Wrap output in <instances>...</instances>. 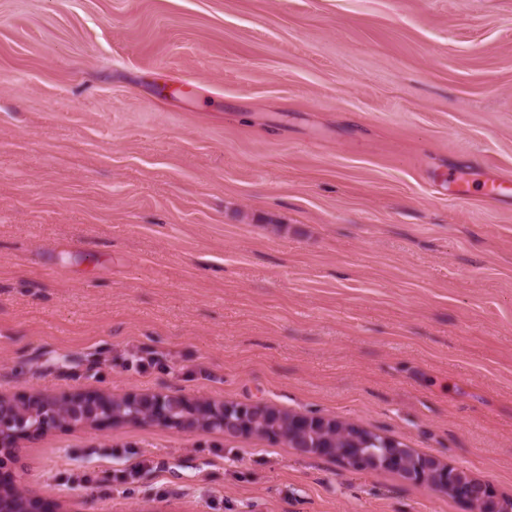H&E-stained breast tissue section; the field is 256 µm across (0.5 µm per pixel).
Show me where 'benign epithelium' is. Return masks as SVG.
<instances>
[{
  "label": "benign epithelium",
  "mask_w": 512,
  "mask_h": 512,
  "mask_svg": "<svg viewBox=\"0 0 512 512\" xmlns=\"http://www.w3.org/2000/svg\"><path fill=\"white\" fill-rule=\"evenodd\" d=\"M279 424L280 411L261 402L234 404L207 399L191 400L181 395L157 392L115 398L104 394H77L59 398L48 390L24 403L0 396V463L19 458V449L5 446L18 436L34 439L58 425L113 423L159 424L177 429H204L251 436L260 415ZM290 434L297 437L292 447L308 455L329 457L360 470L392 471L404 480L424 484L437 493H447L469 505L470 512H512V498L500 496L492 486L464 468L449 465L410 448H384L362 452L360 448H337L328 430L354 435L364 429L347 421L324 416L294 414L288 419ZM0 512H42L41 506L21 496L11 483H0Z\"/></svg>",
  "instance_id": "obj_1"
}]
</instances>
